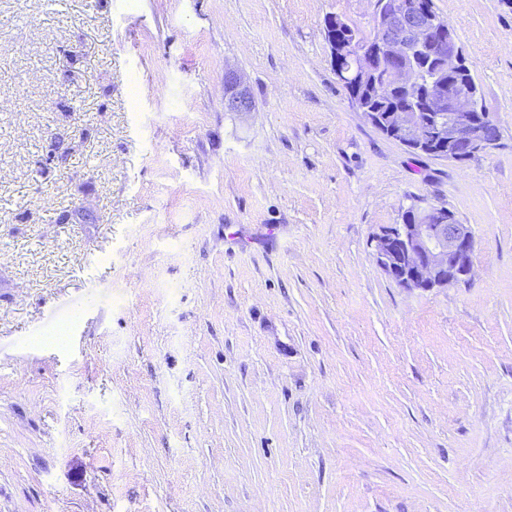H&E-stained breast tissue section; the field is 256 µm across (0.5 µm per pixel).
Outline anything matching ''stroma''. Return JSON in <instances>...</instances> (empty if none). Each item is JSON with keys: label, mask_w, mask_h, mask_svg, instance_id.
Masks as SVG:
<instances>
[{"label": "stroma", "mask_w": 512, "mask_h": 512, "mask_svg": "<svg viewBox=\"0 0 512 512\" xmlns=\"http://www.w3.org/2000/svg\"><path fill=\"white\" fill-rule=\"evenodd\" d=\"M433 2L501 131L460 164L338 82L375 0H0V512H512V0ZM417 197L470 283L377 266ZM255 103L243 77L233 69L224 71V109L228 112H253Z\"/></svg>", "instance_id": "35a3bbf8"}]
</instances>
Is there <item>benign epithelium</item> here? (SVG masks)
<instances>
[{
    "instance_id": "benign-epithelium-1",
    "label": "benign epithelium",
    "mask_w": 512,
    "mask_h": 512,
    "mask_svg": "<svg viewBox=\"0 0 512 512\" xmlns=\"http://www.w3.org/2000/svg\"><path fill=\"white\" fill-rule=\"evenodd\" d=\"M378 36L371 45L352 53V45L341 33L334 14L324 19L330 59L339 82L370 81L381 96L393 89L422 87L426 112L403 110L371 112L354 101L359 112L379 131L407 150L433 154L450 162H463L495 149L500 130L490 113L481 111L475 85L459 78L470 72L456 30L442 19L428 0H378L373 14ZM432 46L435 56L448 71V82L434 77L422 84L412 52ZM402 65L387 79L374 81L376 67L364 63L349 71L348 59L366 53ZM255 103L243 77L233 69L224 71V110L248 113ZM476 240L470 225L461 223L447 207L422 200L413 205L411 217L386 227L375 237L374 259L382 272L408 290L431 291L470 279Z\"/></svg>"
}]
</instances>
